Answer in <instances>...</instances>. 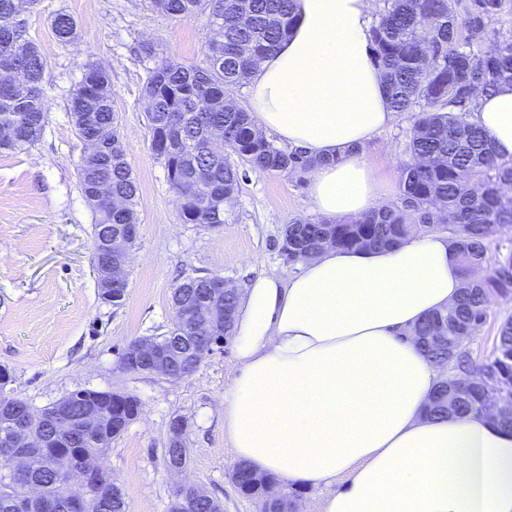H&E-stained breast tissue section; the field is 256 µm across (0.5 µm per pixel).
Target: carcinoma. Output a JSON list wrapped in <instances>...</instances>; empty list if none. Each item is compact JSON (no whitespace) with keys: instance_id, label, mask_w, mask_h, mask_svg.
<instances>
[{"instance_id":"obj_1","label":"carcinoma","mask_w":512,"mask_h":512,"mask_svg":"<svg viewBox=\"0 0 512 512\" xmlns=\"http://www.w3.org/2000/svg\"><path fill=\"white\" fill-rule=\"evenodd\" d=\"M294 0H148L152 11L171 19L204 15L210 30L221 31V40H208L202 58L189 65L156 59L151 43L140 47L146 68L143 97L151 149L165 171L175 168L168 180L182 200L180 219L207 229L226 223L240 183L248 173L307 174L320 161L299 150H289L257 131L252 112L226 97V89L247 84L261 58L287 38L295 24ZM371 40L382 71L392 111L413 113L407 133L411 161L403 168L400 194L390 205L350 221H312L297 218L284 225L281 256L295 264L304 255L333 246L343 249L391 247L420 237L440 225L455 238L454 249L464 273L486 260L489 235L496 227L512 224V158L499 155L491 139L472 121L473 93L494 91L512 82V29H491L512 16V0H381ZM39 0H0V46L19 41L14 52H0V153L21 152L43 134L48 113L42 84L47 60L28 39L26 15ZM56 40L71 45L78 38L75 19L58 12L51 19ZM70 113L85 112L76 124L79 138L94 141L99 151L82 156L78 163L80 188L95 216L92 265L100 271L108 262L98 241L105 227L138 223L139 185L127 160L118 118L112 110V85L105 69L82 65L77 88L71 95ZM101 182L109 183L119 205L90 199ZM512 293V255L500 262L482 282L465 281L456 306L448 311V344L420 342L426 357L445 378L436 387L430 408L433 416L448 414L447 390L453 379L469 385L455 413L467 414L486 407L480 386L487 372L512 392V322L499 327L495 355L476 360L454 337L468 327L479 328L489 314L488 298ZM204 298L215 313L236 307L237 292L207 294L205 288L176 285L173 304H194ZM161 339L174 345L192 338L177 322ZM29 408L31 434L43 441L44 462L31 468L21 458L0 460V512H13L17 499L25 512H64L69 498H84L88 512H128L124 498L110 501L112 472L101 467L93 483L72 484L53 466L57 451L76 458L104 461L107 449L93 434L48 424L52 416L78 418L93 407L101 426H112L111 410L122 409L131 421L139 399L129 393L109 405L106 392L76 390L40 409L17 392L0 395V454L13 447L9 441L10 412ZM188 459L184 441L168 442L164 463ZM238 488L261 497L272 477L235 465ZM37 495L30 496L32 487ZM188 506L172 504L171 512H221L219 502L204 493L185 496Z\"/></svg>"}]
</instances>
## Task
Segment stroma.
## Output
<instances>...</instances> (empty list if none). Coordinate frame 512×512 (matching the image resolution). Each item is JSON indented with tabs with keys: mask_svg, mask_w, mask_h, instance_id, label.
<instances>
[{
	"mask_svg": "<svg viewBox=\"0 0 512 512\" xmlns=\"http://www.w3.org/2000/svg\"><path fill=\"white\" fill-rule=\"evenodd\" d=\"M78 23L79 37L64 46L50 23L57 12ZM28 36L47 60L44 93L48 123L40 139L19 153L0 154V366L31 406L42 408L77 389L137 396L142 409L114 439L106 463L128 512H169L182 480L217 498L224 512H260L256 498L234 484L237 463L224 431V390L237 373L233 342L207 357L189 377L170 380L129 374L120 355L133 340L164 334L174 320L171 295L185 277L218 274L244 288L258 274L288 277L276 241L285 224L315 218L307 180L252 173L241 183L234 214L220 228L182 223L163 166L150 148L144 64L139 42L158 44L161 57L189 64L208 37L205 17L170 19L141 0H40L27 17ZM103 65L112 81V109L140 187L138 236L129 254V284L121 306L103 303L91 264L94 216L81 193L77 164L85 151L67 104L85 62ZM409 114L398 115L363 152L385 183L400 192L409 160ZM487 321L467 347L474 358L493 351L512 297L491 295ZM186 424L184 476L163 455L173 418Z\"/></svg>",
	"mask_w": 512,
	"mask_h": 512,
	"instance_id": "obj_1",
	"label": "stroma"
}]
</instances>
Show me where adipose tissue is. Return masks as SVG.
<instances>
[{
  "mask_svg": "<svg viewBox=\"0 0 512 512\" xmlns=\"http://www.w3.org/2000/svg\"><path fill=\"white\" fill-rule=\"evenodd\" d=\"M375 0H295L296 24L259 61L260 130L329 157L309 174L315 210L357 218L387 193L361 147L395 118L371 49ZM474 117L512 156V83ZM465 275L448 237L327 248L288 277L249 280L224 391L236 458L296 487H330L323 512H512V431L490 411L429 416L437 368L412 330L454 305ZM346 484L332 490L337 475Z\"/></svg>",
  "mask_w": 512,
  "mask_h": 512,
  "instance_id": "obj_1",
  "label": "adipose tissue"
}]
</instances>
